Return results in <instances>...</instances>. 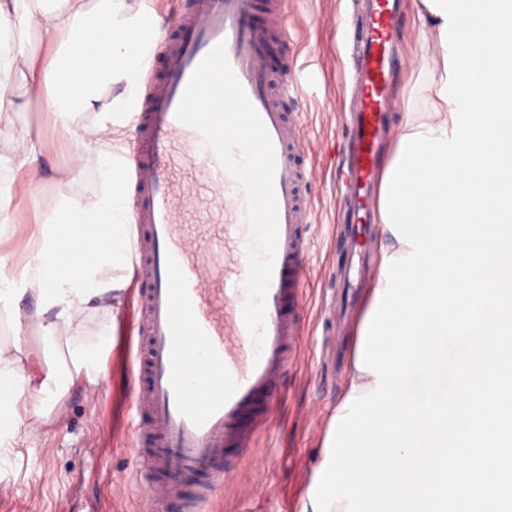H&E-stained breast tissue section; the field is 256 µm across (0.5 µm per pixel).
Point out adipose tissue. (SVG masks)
I'll return each mask as SVG.
<instances>
[{"label": "adipose tissue", "mask_w": 512, "mask_h": 512, "mask_svg": "<svg viewBox=\"0 0 512 512\" xmlns=\"http://www.w3.org/2000/svg\"><path fill=\"white\" fill-rule=\"evenodd\" d=\"M423 37L416 50L420 82L409 97L422 99L426 109L403 114V134L450 138L451 107L439 96L446 80L440 32L444 23L427 5H420ZM36 32L54 42L55 55L41 64L37 49L23 37ZM163 31L145 4L131 0H0V133L9 134L3 120L21 106L13 94L16 74H27V94L40 100L74 139L77 163L94 161L103 191L83 203L62 204L52 227L41 228L33 247L34 261L23 271L40 300L39 329L65 344L63 369L36 372L32 350L0 349V462L12 447L37 432L49 420L46 402L59 403V379L104 381L102 354L109 344L111 323L122 306L131 269V248L125 232L128 199L112 153V128L128 124L139 95L153 45ZM122 85L111 96L113 85ZM110 115L111 124L81 127L77 118L87 110ZM44 166L40 149L29 141L18 144L14 166L0 164V194L10 193L16 180L38 182ZM100 320L97 335L87 324Z\"/></svg>", "instance_id": "adipose-tissue-1"}]
</instances>
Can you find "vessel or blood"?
I'll return each instance as SVG.
<instances>
[{"label": "vessel or blood", "instance_id": "b4317fda", "mask_svg": "<svg viewBox=\"0 0 512 512\" xmlns=\"http://www.w3.org/2000/svg\"><path fill=\"white\" fill-rule=\"evenodd\" d=\"M364 2L353 33L358 92L351 104L356 141L349 180L360 224L377 206L371 187L380 177V143L393 134L384 117L394 107L391 75L402 63L397 0ZM285 3L188 0L173 20L165 74L147 86L135 108L136 151L121 178L136 248L135 329L145 345L144 382L133 401L146 418L134 434L136 447L146 451L137 480L143 512H168L174 504L182 512H206L226 479L214 462L226 449L254 446L298 342L314 219L306 187L317 172L300 164L304 129L279 104V94L294 92L295 85L264 60L273 32L286 30ZM259 6L268 16L262 25L251 20ZM221 42L275 152L279 234L260 349L243 321L250 239L245 197L201 133L176 117L194 70ZM199 365L206 377L196 383L191 373ZM190 469L206 479L198 497L185 501L173 474Z\"/></svg>", "mask_w": 512, "mask_h": 512}]
</instances>
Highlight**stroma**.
<instances>
[{
  "label": "stroma",
  "mask_w": 512,
  "mask_h": 512,
  "mask_svg": "<svg viewBox=\"0 0 512 512\" xmlns=\"http://www.w3.org/2000/svg\"><path fill=\"white\" fill-rule=\"evenodd\" d=\"M287 25L289 38L276 40L269 63L276 70L290 63L292 78L302 86L296 97H281L280 103L302 121L305 165L321 172L308 190L315 222L308 232L310 275L300 311L302 328L276 390L279 410L253 448L243 453L228 449L232 477L216 488L211 512H300L328 423L347 384L325 364L333 342L327 334L329 307L339 298L336 217L347 135L342 85L351 66L347 5L345 0H288ZM14 91L24 107L9 116L13 135L0 137V159H14L16 142L23 138L40 147L47 172L34 201H0L15 227L14 236L0 242V255L6 258L0 277L17 290L15 298L0 300V343L22 336L32 342L36 362L53 366L65 348L40 336L34 319L37 299L25 291L22 278L30 259L26 244L32 230L52 220L61 204L92 198L103 184L94 163L75 165L71 136L54 124L41 103L28 98L23 76L15 77ZM15 305L21 313L17 322L5 313ZM134 305L135 292L126 289L103 357L106 382L71 386L61 413L18 443L10 464L0 467V512H139L142 492L129 482L139 463L132 437L139 418L130 404Z\"/></svg>",
  "instance_id": "stroma-1"
}]
</instances>
